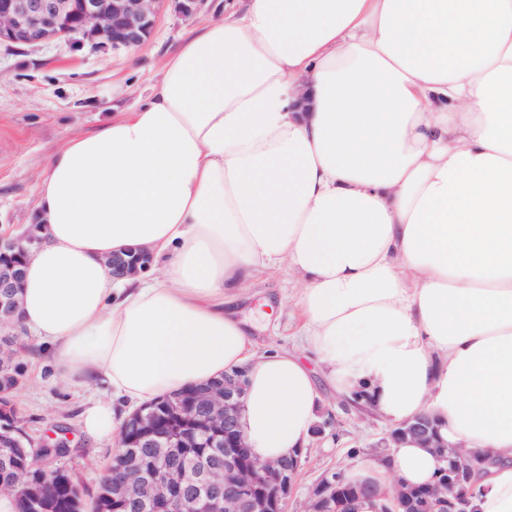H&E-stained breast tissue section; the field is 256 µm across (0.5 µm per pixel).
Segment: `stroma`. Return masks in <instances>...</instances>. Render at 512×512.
<instances>
[{"label":"stroma","instance_id":"stroma-1","mask_svg":"<svg viewBox=\"0 0 512 512\" xmlns=\"http://www.w3.org/2000/svg\"><path fill=\"white\" fill-rule=\"evenodd\" d=\"M236 0H200L194 15L183 16L165 0L151 37L132 50H94L68 40L35 46L0 45V232L12 236L33 223L39 172L47 157L69 137L97 131L114 112L144 105L160 77L163 59L191 32ZM298 283L284 273L260 274L235 293L234 308L252 333L257 349L302 351L300 317L293 304ZM23 384L14 395L19 426L33 446L64 438L69 453L60 464L92 503L112 459L114 442L93 440L81 428L85 404L102 396L96 382L75 386L57 374L48 345L18 329ZM322 435L310 437L288 512H303L309 489L331 470H351L369 460L371 447L390 428L371 410L336 396L317 380Z\"/></svg>","mask_w":512,"mask_h":512}]
</instances>
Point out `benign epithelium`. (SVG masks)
Masks as SVG:
<instances>
[{"mask_svg":"<svg viewBox=\"0 0 512 512\" xmlns=\"http://www.w3.org/2000/svg\"><path fill=\"white\" fill-rule=\"evenodd\" d=\"M164 2L0 0V44L36 45L66 38L94 48L135 49L150 38ZM42 240L36 225L17 237L0 236V257L11 259L0 265V289H5L0 298L1 334L18 326L20 297L15 289L22 287L26 257ZM150 262L145 250L107 260L116 278L138 275ZM245 395L246 375L241 369L224 375L220 386L200 389L192 401L175 399L130 416L115 438L112 461L118 478L112 482V502L145 503L152 512H287L302 455L263 463L249 455L241 427ZM407 438L446 462L434 482L417 495L407 493L400 480L379 490L347 482L342 471L327 472L310 490L304 512H356V504L369 497L381 501L377 512H467L472 472L490 454L444 440L439 421L428 414L391 428L374 447L395 448ZM131 448H152L159 462L133 461ZM179 448L212 452L190 458L177 452ZM55 456V447H43L32 453L38 471L30 466L13 470L11 484L22 492L25 512L42 509L41 499L32 492L59 473L47 462Z\"/></svg>","mask_w":512,"mask_h":512,"instance_id":"1","label":"benign epithelium"}]
</instances>
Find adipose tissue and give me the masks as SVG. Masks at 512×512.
Wrapping results in <instances>:
<instances>
[{"label":"adipose tissue","instance_id":"adipose-tissue-1","mask_svg":"<svg viewBox=\"0 0 512 512\" xmlns=\"http://www.w3.org/2000/svg\"><path fill=\"white\" fill-rule=\"evenodd\" d=\"M308 92V111L295 102ZM19 319L59 373L145 405L245 369L261 462L307 444L301 355L253 349L228 294L279 269L304 282L306 348L389 423L429 414L490 451L478 512H512V0H246L169 55L149 102L47 159ZM146 248L144 274L107 257ZM406 440L350 473L432 482Z\"/></svg>","mask_w":512,"mask_h":512}]
</instances>
